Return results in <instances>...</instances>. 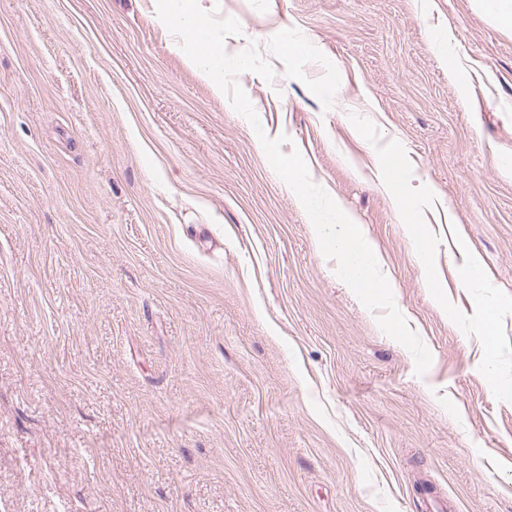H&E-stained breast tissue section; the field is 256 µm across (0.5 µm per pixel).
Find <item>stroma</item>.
I'll use <instances>...</instances> for the list:
<instances>
[{
    "instance_id": "1",
    "label": "stroma",
    "mask_w": 512,
    "mask_h": 512,
    "mask_svg": "<svg viewBox=\"0 0 512 512\" xmlns=\"http://www.w3.org/2000/svg\"><path fill=\"white\" fill-rule=\"evenodd\" d=\"M205 5L432 364L156 0H0V512H512V31L475 0Z\"/></svg>"
}]
</instances>
